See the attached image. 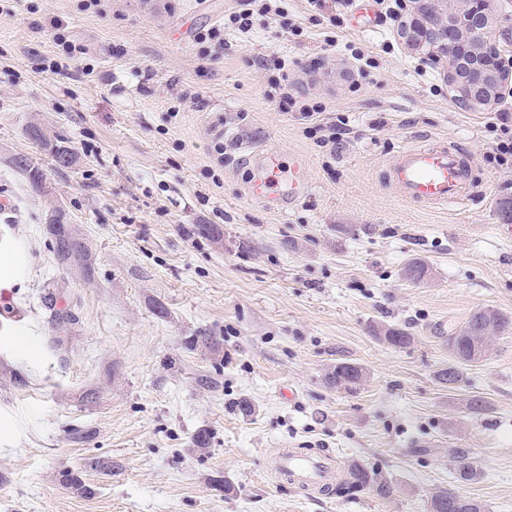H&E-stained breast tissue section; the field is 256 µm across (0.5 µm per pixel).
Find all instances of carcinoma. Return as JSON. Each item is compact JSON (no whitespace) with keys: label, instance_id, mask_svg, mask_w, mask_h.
<instances>
[{"label":"carcinoma","instance_id":"obj_1","mask_svg":"<svg viewBox=\"0 0 512 512\" xmlns=\"http://www.w3.org/2000/svg\"><path fill=\"white\" fill-rule=\"evenodd\" d=\"M26 135L29 139L50 148L57 167L67 168L73 163V154L65 146L51 143L40 124L34 122L27 125ZM12 167L25 175L35 190L44 189L43 174L28 156L18 155ZM47 232L51 237L58 263L70 268L75 267L84 278H91L94 273L92 251L75 225L66 223L63 213L60 212L56 223L51 225ZM511 330L512 318L494 309H481L473 313L465 323L445 337L453 362L438 372V381L450 389L455 388L462 379L460 365L473 361L474 350L478 344L489 342L490 335L494 332L503 333ZM380 339L394 348H405L411 344L413 336L402 328L388 327L381 332ZM363 379V370L348 363L337 364L327 377L328 384L344 390L357 387ZM354 489H367L381 501L390 500L395 492L391 482L382 480L376 473L359 466L350 469V479L339 488V491ZM482 509L483 506L479 502L453 491L440 490L430 497L429 512H482Z\"/></svg>","mask_w":512,"mask_h":512}]
</instances>
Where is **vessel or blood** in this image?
Here are the masks:
<instances>
[{
    "mask_svg": "<svg viewBox=\"0 0 512 512\" xmlns=\"http://www.w3.org/2000/svg\"><path fill=\"white\" fill-rule=\"evenodd\" d=\"M251 157L255 172L249 193L270 210L287 209L309 193L302 156H293L286 165L273 151H255ZM389 181L406 201L435 208L461 202L475 188L465 155L441 141L402 147L390 165ZM276 471L294 487L316 489L329 482L334 462L325 454L291 452L280 457Z\"/></svg>",
    "mask_w": 512,
    "mask_h": 512,
    "instance_id": "1",
    "label": "vessel or blood"
}]
</instances>
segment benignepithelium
<instances>
[{"mask_svg": "<svg viewBox=\"0 0 512 512\" xmlns=\"http://www.w3.org/2000/svg\"><path fill=\"white\" fill-rule=\"evenodd\" d=\"M489 0H403L414 17L406 25L409 45L433 47L436 62H444L448 86L462 107L483 109L512 79V50L486 53L494 30Z\"/></svg>", "mask_w": 512, "mask_h": 512, "instance_id": "7a95c632", "label": "benign epithelium"}]
</instances>
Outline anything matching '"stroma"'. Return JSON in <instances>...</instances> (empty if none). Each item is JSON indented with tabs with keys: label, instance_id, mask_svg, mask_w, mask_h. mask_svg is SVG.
<instances>
[{
	"label": "stroma",
	"instance_id": "35a3bbf8",
	"mask_svg": "<svg viewBox=\"0 0 512 512\" xmlns=\"http://www.w3.org/2000/svg\"><path fill=\"white\" fill-rule=\"evenodd\" d=\"M82 2L0 0V234L27 272L0 288V512H428L443 489L512 512V330L457 387L436 377L444 333L481 308L512 317V169L487 159L493 110L458 105L442 64L381 25L376 2L363 15L364 0H284L246 34L224 26L237 0ZM53 19L84 49L60 74L43 68L61 53ZM210 28L219 36L198 43ZM358 54L374 68L358 73ZM275 57L298 101L348 119L341 145L278 109ZM32 122L71 166L27 138ZM434 141L463 151L477 181L445 209L401 199L386 177L402 146ZM251 144L307 159L311 192L287 213L249 195ZM12 154L34 158L45 191ZM57 208L95 255L92 279L55 263ZM413 261L425 280L403 275ZM54 309L74 315L66 332ZM384 326L412 343L379 340ZM19 327L34 350L11 345ZM196 336L217 337L218 353ZM340 362L363 369L356 391L327 384ZM474 396L487 412L468 410ZM298 448L331 452L339 477L377 470L396 492L285 487L274 460ZM468 462L478 478L464 479Z\"/></svg>",
	"mask_w": 512,
	"mask_h": 512
}]
</instances>
